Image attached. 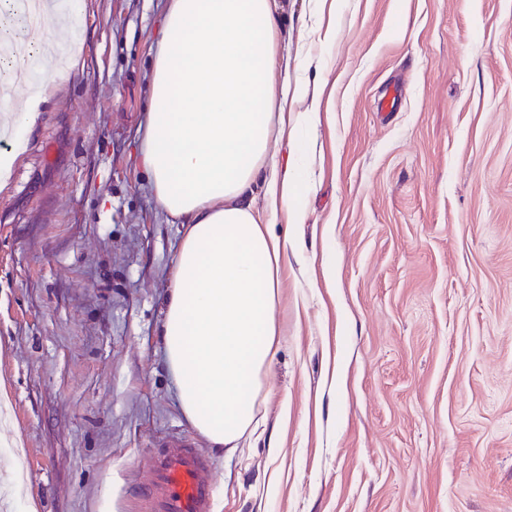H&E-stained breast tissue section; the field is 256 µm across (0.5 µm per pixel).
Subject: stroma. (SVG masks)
Wrapping results in <instances>:
<instances>
[{
  "label": "stroma",
  "instance_id": "stroma-1",
  "mask_svg": "<svg viewBox=\"0 0 512 512\" xmlns=\"http://www.w3.org/2000/svg\"><path fill=\"white\" fill-rule=\"evenodd\" d=\"M77 2L0 190V455L26 477L0 466V512H151L173 437L211 460L212 512H512V0H275L276 81L322 108L303 221L273 224L294 247L260 426L230 451L159 334L181 234L141 143L168 0Z\"/></svg>",
  "mask_w": 512,
  "mask_h": 512
}]
</instances>
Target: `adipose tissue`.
<instances>
[{
    "label": "adipose tissue",
    "mask_w": 512,
    "mask_h": 512,
    "mask_svg": "<svg viewBox=\"0 0 512 512\" xmlns=\"http://www.w3.org/2000/svg\"><path fill=\"white\" fill-rule=\"evenodd\" d=\"M272 0H169L152 58L141 162L157 202L185 230L160 334L182 409L217 446L256 430L262 374L278 334L273 310L287 239L253 214V192L274 130L314 129L321 100L305 84L306 111L276 108ZM39 97L7 114V176L25 150ZM301 149L265 181L271 211L304 216Z\"/></svg>",
    "instance_id": "adipose-tissue-1"
}]
</instances>
